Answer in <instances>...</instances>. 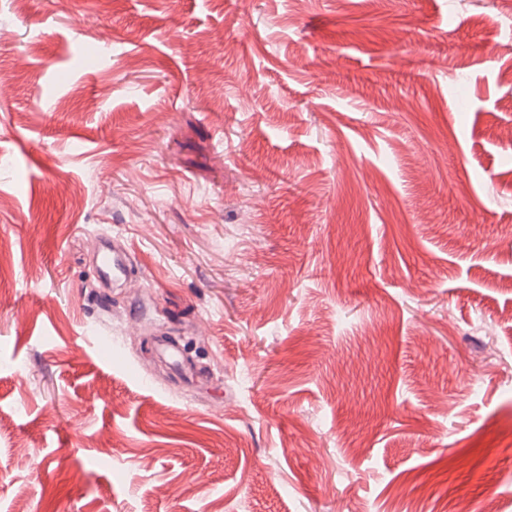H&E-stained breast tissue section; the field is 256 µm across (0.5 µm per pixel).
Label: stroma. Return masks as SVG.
I'll return each instance as SVG.
<instances>
[{
	"label": "stroma",
	"mask_w": 512,
	"mask_h": 512,
	"mask_svg": "<svg viewBox=\"0 0 512 512\" xmlns=\"http://www.w3.org/2000/svg\"><path fill=\"white\" fill-rule=\"evenodd\" d=\"M0 80V512H512V0H0ZM109 239L100 237L94 249V259L100 275L112 282L124 279L128 273L126 253H119L115 247L108 246Z\"/></svg>",
	"instance_id": "35a3bbf8"
}]
</instances>
